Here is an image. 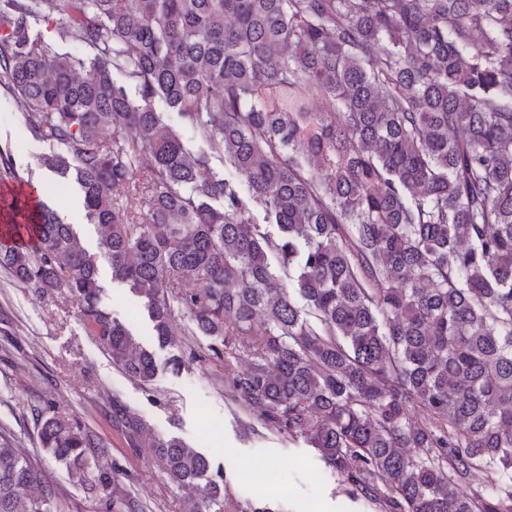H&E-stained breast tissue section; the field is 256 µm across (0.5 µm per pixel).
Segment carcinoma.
<instances>
[{
  "label": "carcinoma",
  "mask_w": 512,
  "mask_h": 512,
  "mask_svg": "<svg viewBox=\"0 0 512 512\" xmlns=\"http://www.w3.org/2000/svg\"><path fill=\"white\" fill-rule=\"evenodd\" d=\"M48 12L89 56L31 34ZM0 87L100 237L89 253L39 202L33 244L0 241V268L67 294L128 376L157 366L102 306V260L158 343L186 319L224 346V385L353 499L512 512V0H0ZM36 415L43 455L106 512H137L104 438ZM112 424L140 447L117 400ZM149 445L191 512L224 496L197 450ZM39 482L1 430L0 512H69ZM154 107L162 113L164 121L171 125L180 135L184 144L194 153L206 151V145L198 133L191 127L184 125L176 112H170L161 101H155Z\"/></svg>",
  "instance_id": "obj_1"
}]
</instances>
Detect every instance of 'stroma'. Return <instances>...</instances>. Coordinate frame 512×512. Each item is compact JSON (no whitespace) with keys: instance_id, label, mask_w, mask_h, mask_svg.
Here are the masks:
<instances>
[{"instance_id":"1","label":"stroma","mask_w":512,"mask_h":512,"mask_svg":"<svg viewBox=\"0 0 512 512\" xmlns=\"http://www.w3.org/2000/svg\"><path fill=\"white\" fill-rule=\"evenodd\" d=\"M0 151L11 158L0 168V185H33L41 200L72 224L83 246L99 250L96 225L88 223L74 180H64L41 165L47 146L35 140L24 113L0 91ZM102 304L127 323L149 349L157 371L150 384L127 376L77 315L66 296H42L0 269V429L10 431L25 448L37 445L35 408L49 407L79 420L109 444L108 464L116 490L135 500L143 512H189L184 491L167 476L151 449L133 448L112 424V402L120 400L154 433L180 438L219 467L226 492L210 512H244L269 506L294 512L305 500L311 512H379L378 506L351 501L332 467L302 438L261 424L246 402L224 388V366L198 360L211 340L177 330L170 343L159 344L152 324L136 298L113 281L108 264H100ZM216 435H207L211 425ZM43 481L74 504V512H100L65 468L38 458ZM263 467L265 494L243 481V465Z\"/></svg>"}]
</instances>
